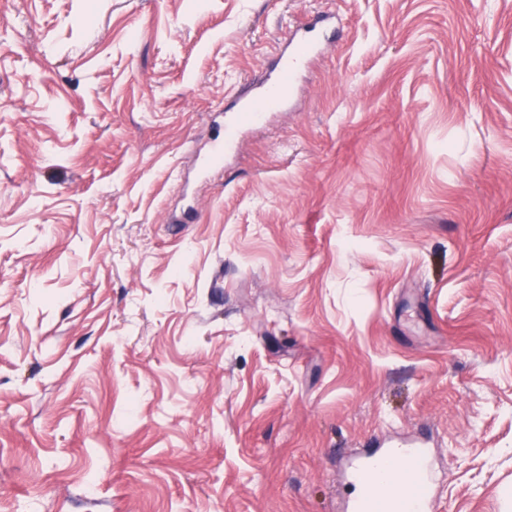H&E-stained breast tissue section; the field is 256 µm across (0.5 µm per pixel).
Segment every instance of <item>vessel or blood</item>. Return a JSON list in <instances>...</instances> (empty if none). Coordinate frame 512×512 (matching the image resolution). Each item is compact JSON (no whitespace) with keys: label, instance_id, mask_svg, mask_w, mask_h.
<instances>
[{"label":"vessel or blood","instance_id":"obj_1","mask_svg":"<svg viewBox=\"0 0 512 512\" xmlns=\"http://www.w3.org/2000/svg\"><path fill=\"white\" fill-rule=\"evenodd\" d=\"M331 22V16H317L303 33L285 36V54L258 80L254 93L238 99L233 126L261 124L267 115L284 108L303 64L316 54ZM386 459L399 461V469L376 478L379 464ZM350 473L363 483L364 492L361 498L347 502L346 512H427L433 501L427 451L419 445L391 444L378 453L360 452L351 462Z\"/></svg>","mask_w":512,"mask_h":512}]
</instances>
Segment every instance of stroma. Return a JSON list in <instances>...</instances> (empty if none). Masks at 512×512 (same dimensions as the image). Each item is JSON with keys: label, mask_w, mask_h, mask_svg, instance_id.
Returning a JSON list of instances; mask_svg holds the SVG:
<instances>
[{"label": "stroma", "mask_w": 512, "mask_h": 512, "mask_svg": "<svg viewBox=\"0 0 512 512\" xmlns=\"http://www.w3.org/2000/svg\"><path fill=\"white\" fill-rule=\"evenodd\" d=\"M391 440L512 512V0H0V512H339ZM335 21L334 16H316L302 34L292 32L283 36L286 55L277 57L272 70L256 82L258 87L254 93L238 96L233 126L261 124L267 115L284 108L295 90L303 64L316 54L321 40L327 36L329 25Z\"/></svg>", "instance_id": "1"}]
</instances>
